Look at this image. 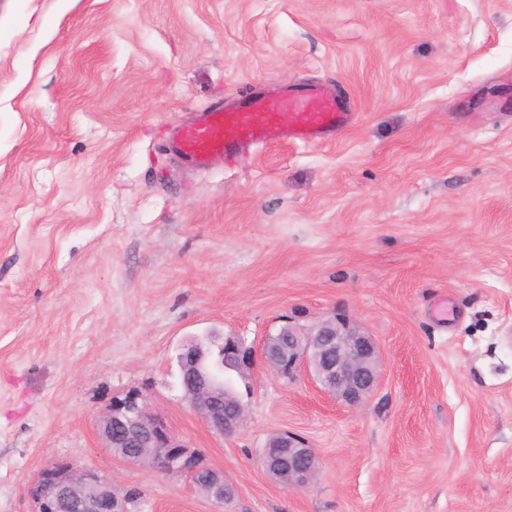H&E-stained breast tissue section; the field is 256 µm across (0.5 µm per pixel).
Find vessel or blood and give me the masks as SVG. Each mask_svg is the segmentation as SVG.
I'll list each match as a JSON object with an SVG mask.
<instances>
[{
	"label": "vessel or blood",
	"mask_w": 512,
	"mask_h": 512,
	"mask_svg": "<svg viewBox=\"0 0 512 512\" xmlns=\"http://www.w3.org/2000/svg\"><path fill=\"white\" fill-rule=\"evenodd\" d=\"M353 119L345 97L317 85L287 86L272 97L250 94L195 113L174 129L169 149L186 166L202 169L216 154L229 158L283 141L324 143Z\"/></svg>",
	"instance_id": "b4317fda"
}]
</instances>
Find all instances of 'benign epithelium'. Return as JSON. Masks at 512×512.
<instances>
[{
  "label": "benign epithelium",
  "instance_id": "7a95c632",
  "mask_svg": "<svg viewBox=\"0 0 512 512\" xmlns=\"http://www.w3.org/2000/svg\"><path fill=\"white\" fill-rule=\"evenodd\" d=\"M224 367L240 374L250 370L257 359L277 376L293 380L305 374L321 390L350 407L366 401L373 393L380 370L377 344L358 322L344 312L310 325L285 321L278 336L264 338L261 349L248 347L238 336H228L220 343ZM214 389L197 382L184 391L186 399L215 430L232 434L245 421V407L237 403L232 418H227L215 401ZM96 430L104 447L123 448L117 431L126 430L139 448L148 452L127 453L120 459L130 464L153 465L180 474L196 484L206 476L212 490L210 499L219 507L226 497H235L234 484L224 472L201 467L188 449L177 443L165 421L151 408L149 397L130 390L112 398V403L97 418ZM260 465L268 474H278V463L288 464V488L309 487L317 470V459L301 439L288 433L273 436L267 444ZM27 494L31 512H127L125 502L117 497L112 483L95 470L71 461L47 464L29 484Z\"/></svg>",
  "mask_w": 512,
  "mask_h": 512
}]
</instances>
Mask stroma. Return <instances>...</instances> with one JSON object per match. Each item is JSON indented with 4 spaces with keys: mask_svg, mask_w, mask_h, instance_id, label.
I'll return each mask as SVG.
<instances>
[{
    "mask_svg": "<svg viewBox=\"0 0 512 512\" xmlns=\"http://www.w3.org/2000/svg\"><path fill=\"white\" fill-rule=\"evenodd\" d=\"M314 83L355 114L334 140L203 170L166 148L196 112ZM335 310L382 354L365 403L260 362L236 433L186 400L190 339ZM132 389L224 470L231 512H512V0H0V512L56 460L130 512H217L103 447ZM278 433L317 456L309 489L261 468Z\"/></svg>",
    "mask_w": 512,
    "mask_h": 512,
    "instance_id": "35a3bbf8",
    "label": "stroma"
}]
</instances>
